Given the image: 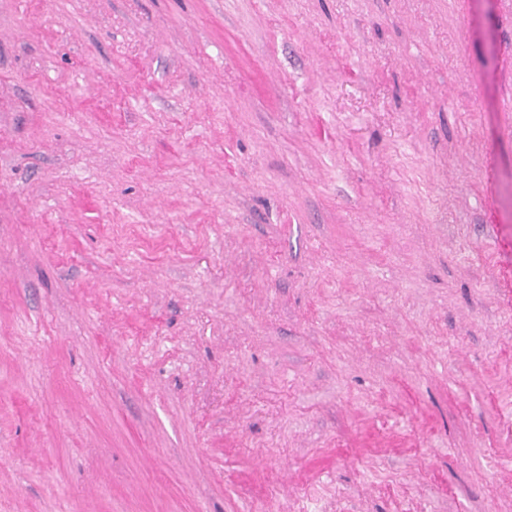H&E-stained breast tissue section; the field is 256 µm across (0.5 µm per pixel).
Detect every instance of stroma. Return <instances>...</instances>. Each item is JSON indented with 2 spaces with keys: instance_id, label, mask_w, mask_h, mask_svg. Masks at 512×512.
<instances>
[{
  "instance_id": "35a3bbf8",
  "label": "stroma",
  "mask_w": 512,
  "mask_h": 512,
  "mask_svg": "<svg viewBox=\"0 0 512 512\" xmlns=\"http://www.w3.org/2000/svg\"><path fill=\"white\" fill-rule=\"evenodd\" d=\"M0 512H512V0H0Z\"/></svg>"
}]
</instances>
